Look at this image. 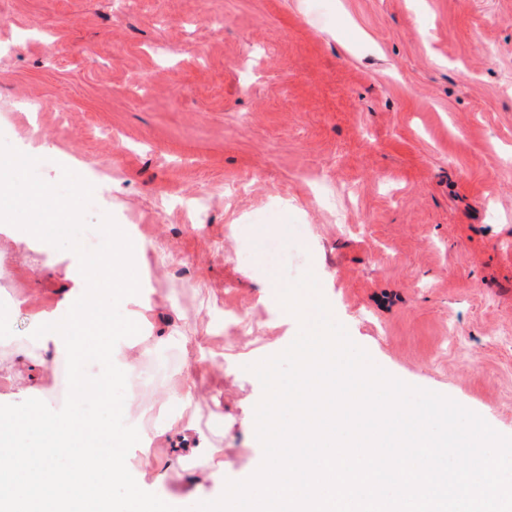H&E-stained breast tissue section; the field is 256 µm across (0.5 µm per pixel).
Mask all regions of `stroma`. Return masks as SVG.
<instances>
[{
  "mask_svg": "<svg viewBox=\"0 0 512 512\" xmlns=\"http://www.w3.org/2000/svg\"><path fill=\"white\" fill-rule=\"evenodd\" d=\"M0 135L44 181L91 183L89 223L111 214L148 245L153 293L120 311L137 362L174 367L126 391L143 490L185 512L257 470L245 367L298 334L275 297L309 270L376 364L512 436V0H0ZM166 190L207 197L202 219ZM78 267L0 226V404L58 392L66 361L31 333ZM189 371L187 432L223 456L179 458L154 434Z\"/></svg>",
  "mask_w": 512,
  "mask_h": 512,
  "instance_id": "obj_1",
  "label": "stroma"
}]
</instances>
